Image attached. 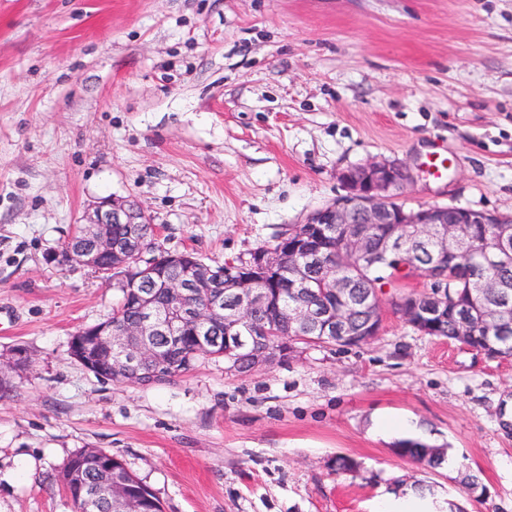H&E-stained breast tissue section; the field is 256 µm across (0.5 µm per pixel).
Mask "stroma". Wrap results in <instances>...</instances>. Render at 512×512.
<instances>
[{
  "label": "stroma",
  "instance_id": "1",
  "mask_svg": "<svg viewBox=\"0 0 512 512\" xmlns=\"http://www.w3.org/2000/svg\"><path fill=\"white\" fill-rule=\"evenodd\" d=\"M382 159L411 168L406 207L512 216V0H0V358L30 356L0 367V512H76L55 475L81 448L163 512H378L417 481L423 512H512V361L418 332L390 299L370 345L246 375L203 358L136 387L69 354L118 292L46 256L98 199H137L164 247L221 261ZM385 415L449 465L396 455L372 431ZM340 455L355 474L336 477Z\"/></svg>",
  "mask_w": 512,
  "mask_h": 512
}]
</instances>
